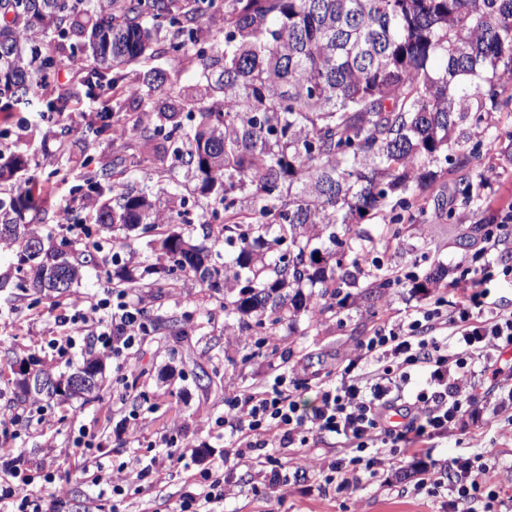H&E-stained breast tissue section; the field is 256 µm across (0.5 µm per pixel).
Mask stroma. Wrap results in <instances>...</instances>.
Listing matches in <instances>:
<instances>
[{
  "label": "stroma",
  "instance_id": "1",
  "mask_svg": "<svg viewBox=\"0 0 512 512\" xmlns=\"http://www.w3.org/2000/svg\"><path fill=\"white\" fill-rule=\"evenodd\" d=\"M51 123L37 113L18 112L8 141L31 164L45 166L58 147ZM31 124L36 133H28ZM470 175L480 184L478 205H456L452 223L404 225L397 239L378 249L381 263L402 276L383 296L369 302L362 289H351L344 307L315 320L304 316L293 324L281 323L259 348L254 337L225 330L219 300L196 288L176 289L152 301V308L179 312L200 307L196 328L179 339L145 337L122 362L106 358V382L99 399L88 403L75 399L48 406L18 400L9 382L13 361L32 352L66 374L82 362L87 348L80 340L63 342L54 310L17 301L9 318L0 321V416L10 421L7 438H0V472L12 465V449L19 446L33 465L29 489L44 497L48 512H176L201 471L224 455V400L229 393L272 383L283 372L297 387L302 408L311 409L315 384L330 379L359 341L383 323L433 307L441 292L423 282L435 273L448 282L464 269L486 268L488 302L512 309V275L503 272L512 266V225L505 231L506 251L491 263L456 243L463 225L478 222L485 209L512 206V163L500 153L487 154ZM204 372L213 374L211 386L198 382ZM169 448L192 454L189 467L138 479L152 457ZM478 452L512 466V428L489 410L467 434L437 439L432 457L445 462ZM416 464V459L402 458L348 498L320 491L312 478L294 484L282 505L256 496L250 476L238 469L227 476L235 492L225 497L223 512H442L440 499L414 493ZM100 465L128 474L122 502H113L94 485Z\"/></svg>",
  "mask_w": 512,
  "mask_h": 512
}]
</instances>
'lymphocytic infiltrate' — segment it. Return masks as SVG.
<instances>
[{
    "mask_svg": "<svg viewBox=\"0 0 512 512\" xmlns=\"http://www.w3.org/2000/svg\"><path fill=\"white\" fill-rule=\"evenodd\" d=\"M486 275L480 270L448 282L455 296L450 312L440 308L385 323L360 341L336 367L334 380L316 385L318 404L301 410L294 393L276 377L270 389L232 393L226 399L224 424L228 439L221 463L181 501L178 512H217L227 493L224 473L253 469L255 486L288 499L289 480L275 453L278 448H306L324 434L367 453L364 468L344 461L329 463L337 492L354 493L363 472L378 474L417 448L432 447L439 438L479 423L484 405L471 381L478 375L499 392L495 409L512 411V310H492L483 303ZM439 320L450 329L447 340L422 335V322ZM372 362L371 376L359 371ZM424 382L411 387L413 372ZM436 460L420 462L419 490L445 491L448 512L481 497L486 512H512V475L502 474L495 457H454L448 480L437 477ZM29 478L15 467L0 477V504L9 512H46L42 497L27 490Z\"/></svg>",
    "mask_w": 512,
    "mask_h": 512,
    "instance_id": "f902f5d3",
    "label": "lymphocytic infiltrate"
}]
</instances>
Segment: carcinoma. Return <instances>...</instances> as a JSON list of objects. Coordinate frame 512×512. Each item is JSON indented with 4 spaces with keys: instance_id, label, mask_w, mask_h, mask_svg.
I'll list each match as a JSON object with an SVG mask.
<instances>
[{
    "instance_id": "obj_1",
    "label": "carcinoma",
    "mask_w": 512,
    "mask_h": 512,
    "mask_svg": "<svg viewBox=\"0 0 512 512\" xmlns=\"http://www.w3.org/2000/svg\"><path fill=\"white\" fill-rule=\"evenodd\" d=\"M216 16L222 26L202 35ZM182 59L196 64L191 85L158 66L123 84L126 65ZM68 65L83 74L85 97L110 92L137 108L123 116L126 142L72 187L49 232L35 228L36 199L63 167L0 187V251L15 252L16 274L33 272L32 304L64 305L86 269L110 262L115 294L155 299L193 277L224 295V317H238L242 331L269 336L286 319L342 306L363 264L377 270L368 295L398 284V271L370 258L377 242L352 235V224L407 208L436 181L434 166L479 160L484 143L467 147L471 130L489 125L512 86V0H0V125L34 103L61 110L72 93L55 82ZM110 116L60 126L63 155L75 141H113ZM147 158L157 184H174L163 201L131 185ZM28 166L0 143V182ZM189 183L210 198L204 210L189 204ZM454 195L474 202L473 179H459ZM248 196L259 208L242 206ZM433 203L429 214L420 208L425 221L453 219ZM510 220L489 213L460 245ZM401 221L397 213L382 224L380 241L397 238ZM137 229L156 260L148 279L133 266L128 232ZM197 234L231 249L222 269ZM307 285L320 290L306 295ZM195 314L140 309L133 332L185 336ZM19 364L32 367L33 384L16 381L25 398L91 400L105 383L103 358L90 350L80 370L96 383L85 389L32 354Z\"/></svg>"
}]
</instances>
